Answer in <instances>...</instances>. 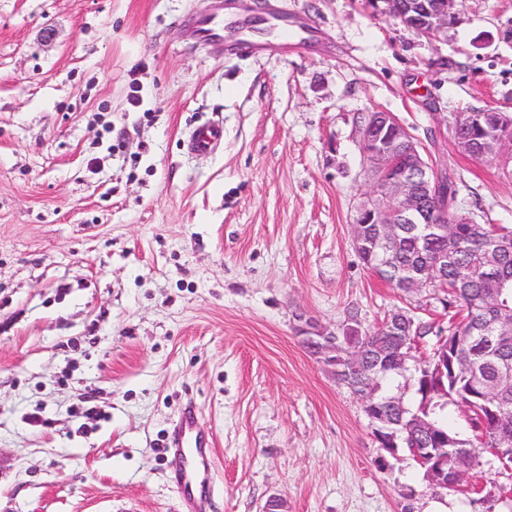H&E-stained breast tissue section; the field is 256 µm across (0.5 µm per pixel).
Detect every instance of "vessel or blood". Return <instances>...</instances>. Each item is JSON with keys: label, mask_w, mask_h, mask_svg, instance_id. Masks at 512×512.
I'll use <instances>...</instances> for the list:
<instances>
[{"label": "vessel or blood", "mask_w": 512, "mask_h": 512, "mask_svg": "<svg viewBox=\"0 0 512 512\" xmlns=\"http://www.w3.org/2000/svg\"><path fill=\"white\" fill-rule=\"evenodd\" d=\"M224 138L222 125L210 123L196 128L190 136V147L197 153L213 151ZM172 446L176 453L187 455L189 462L180 467L175 480L181 485L190 512H206L207 488L211 474V459L205 450L197 415L185 409L179 418Z\"/></svg>", "instance_id": "1"}]
</instances>
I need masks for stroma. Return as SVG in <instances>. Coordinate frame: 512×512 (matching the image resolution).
<instances>
[{"instance_id": "stroma-1", "label": "stroma", "mask_w": 512, "mask_h": 512, "mask_svg": "<svg viewBox=\"0 0 512 512\" xmlns=\"http://www.w3.org/2000/svg\"><path fill=\"white\" fill-rule=\"evenodd\" d=\"M0 0V512H185L169 448L196 405L214 443L209 512H512L483 451L433 489L388 456L362 403L301 343L297 317L364 328L433 290L368 270L352 238L369 189L361 114L393 113L454 207L512 225V180L458 151L437 114L512 111V0H466L428 44L363 0ZM224 127L220 146L188 134ZM195 31L203 39H218L224 28V18L219 14L197 18L193 22ZM224 138V129L218 123L196 128L190 136V147L197 153H210Z\"/></svg>"}]
</instances>
